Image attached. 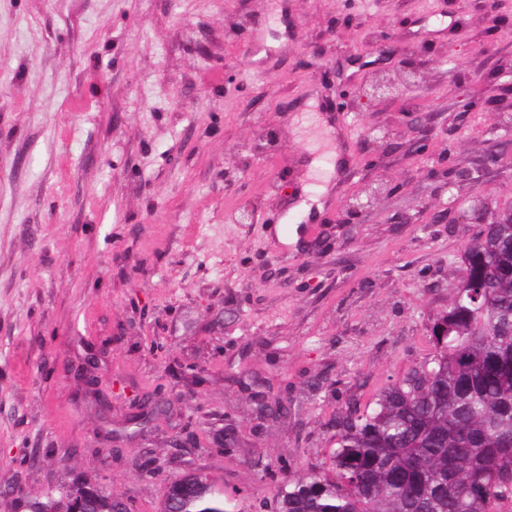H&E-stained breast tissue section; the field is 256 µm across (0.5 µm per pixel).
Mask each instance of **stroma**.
Listing matches in <instances>:
<instances>
[{
	"mask_svg": "<svg viewBox=\"0 0 512 512\" xmlns=\"http://www.w3.org/2000/svg\"><path fill=\"white\" fill-rule=\"evenodd\" d=\"M386 32L424 51L425 76L348 102L354 174L303 213L326 158L321 81L342 62L368 82ZM510 57L512 0H0V512L76 473L159 512L144 453L255 512L282 461L322 463L333 414L424 360L464 247L512 209ZM467 94L481 111H456ZM412 107L434 131L419 153ZM377 126L389 144L369 142ZM448 151L451 186L429 174ZM158 386L173 408L133 432L130 399ZM267 387L288 411L261 420ZM230 428L240 447L214 452ZM181 431L195 449L171 447Z\"/></svg>",
	"mask_w": 512,
	"mask_h": 512,
	"instance_id": "stroma-1",
	"label": "stroma"
}]
</instances>
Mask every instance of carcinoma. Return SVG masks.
Masks as SVG:
<instances>
[{
    "instance_id": "cac0c4a2",
    "label": "carcinoma",
    "mask_w": 512,
    "mask_h": 512,
    "mask_svg": "<svg viewBox=\"0 0 512 512\" xmlns=\"http://www.w3.org/2000/svg\"><path fill=\"white\" fill-rule=\"evenodd\" d=\"M461 281L432 326L433 351L331 423L328 458L296 465L276 512H506L512 506V211L466 245ZM122 512L127 499L77 477L25 497L28 512ZM161 512H232L224 488L191 471L164 486Z\"/></svg>"
}]
</instances>
